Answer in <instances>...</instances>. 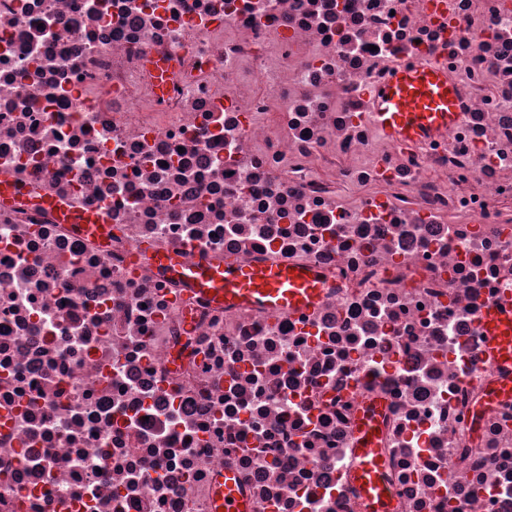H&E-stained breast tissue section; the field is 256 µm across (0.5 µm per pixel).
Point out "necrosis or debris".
Listing matches in <instances>:
<instances>
[{
	"instance_id": "1",
	"label": "necrosis or debris",
	"mask_w": 512,
	"mask_h": 512,
	"mask_svg": "<svg viewBox=\"0 0 512 512\" xmlns=\"http://www.w3.org/2000/svg\"><path fill=\"white\" fill-rule=\"evenodd\" d=\"M404 60L462 101L425 145L367 118ZM0 174V512H211L228 471L254 512H361L376 400L396 512H512V402L473 419L512 308V0H0ZM142 241L328 288L218 308ZM42 205L55 208L61 220L65 224H74L81 234L98 237L106 240L111 227L107 224L105 215L97 213H77L72 211L65 203L50 199L42 202ZM481 329L489 348L493 366L512 369V309H492L485 312Z\"/></svg>"
}]
</instances>
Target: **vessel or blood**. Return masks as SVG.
I'll list each match as a JSON object with an SVG mask.
<instances>
[{"instance_id":"1","label":"vessel or blood","mask_w":512,"mask_h":512,"mask_svg":"<svg viewBox=\"0 0 512 512\" xmlns=\"http://www.w3.org/2000/svg\"><path fill=\"white\" fill-rule=\"evenodd\" d=\"M371 117L386 137L398 143L423 142L457 120L460 105L455 85L446 69L405 61L394 66L389 77L373 94ZM63 223L74 225L81 234L107 239L111 230L105 215L77 213L65 203L52 199ZM135 255L150 254L155 267L182 281L190 291L224 308L264 309L299 312L312 308L323 296L325 283L318 269L281 263L243 266L232 260L193 263L178 253L141 245ZM481 329L494 367L510 369V377L491 385L482 403L491 409L512 400V309L486 311ZM381 404L364 407L354 426L355 455L358 459L352 480L358 487L364 512H394L391 487L384 479L385 460L377 446V423ZM212 512H253L237 488L233 473H225L216 490Z\"/></svg>"}]
</instances>
